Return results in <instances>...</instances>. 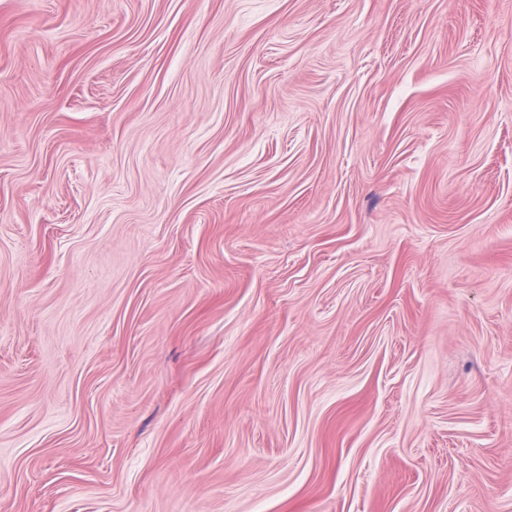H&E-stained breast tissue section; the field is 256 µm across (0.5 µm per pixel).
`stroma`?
<instances>
[{"instance_id":"obj_1","label":"stroma","mask_w":512,"mask_h":512,"mask_svg":"<svg viewBox=\"0 0 512 512\" xmlns=\"http://www.w3.org/2000/svg\"><path fill=\"white\" fill-rule=\"evenodd\" d=\"M0 512H512V0H0Z\"/></svg>"}]
</instances>
